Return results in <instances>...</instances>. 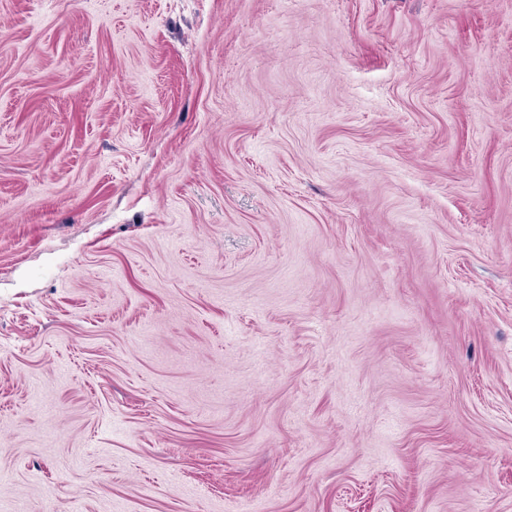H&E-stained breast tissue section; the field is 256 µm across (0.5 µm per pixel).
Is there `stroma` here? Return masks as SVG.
Segmentation results:
<instances>
[{
	"mask_svg": "<svg viewBox=\"0 0 512 512\" xmlns=\"http://www.w3.org/2000/svg\"><path fill=\"white\" fill-rule=\"evenodd\" d=\"M512 512V0H0V512Z\"/></svg>",
	"mask_w": 512,
	"mask_h": 512,
	"instance_id": "stroma-1",
	"label": "stroma"
}]
</instances>
